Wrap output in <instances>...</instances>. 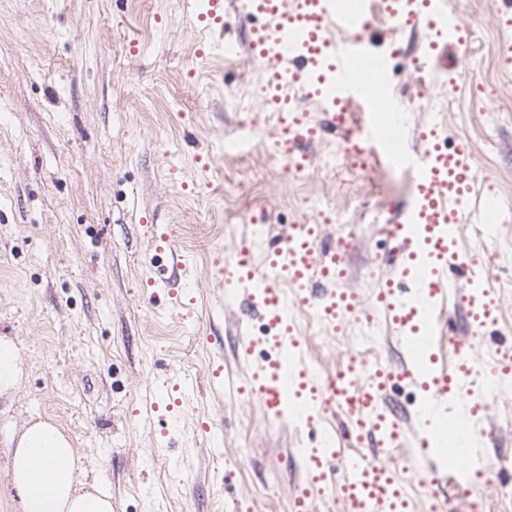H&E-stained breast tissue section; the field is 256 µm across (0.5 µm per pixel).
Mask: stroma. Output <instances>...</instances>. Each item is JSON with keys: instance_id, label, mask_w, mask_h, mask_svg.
Returning a JSON list of instances; mask_svg holds the SVG:
<instances>
[{"instance_id": "1", "label": "stroma", "mask_w": 512, "mask_h": 512, "mask_svg": "<svg viewBox=\"0 0 512 512\" xmlns=\"http://www.w3.org/2000/svg\"><path fill=\"white\" fill-rule=\"evenodd\" d=\"M474 31L465 59L434 69L423 85L412 65L391 86L407 105L403 143L421 150L419 134L440 125L466 139L476 156L479 194L496 193L499 232L464 229V251L493 269L508 287L502 315L477 343L475 364L493 365L512 342V0H452ZM207 0H0V336L21 349L25 379L0 397V512H21L11 482L8 441L28 421L54 422L85 461L86 487L112 495V512H293L298 462L281 450L292 431L253 412L256 453L234 454L240 425L229 400L211 384L213 364L236 368L234 338L244 329L220 316L210 292L216 260L228 259L255 221L270 235L330 218L327 235L349 238L344 288L370 303L388 270L383 224L365 213L410 202L380 165L327 169L340 144L329 134L309 147L308 169L284 173L281 159L251 152L224 154L238 115L224 96L263 81L248 53L224 60V44L189 9ZM237 212L224 221V206ZM171 231L193 258V275L173 280L191 300L194 321L182 324L150 300L144 269L155 235ZM297 321L313 363L337 370L351 352L359 322L320 342L324 324L311 312ZM185 369L199 387L194 411L167 416L168 442L139 425L134 409L145 386L173 391ZM215 420L207 441L193 438L194 416ZM512 399L491 404L485 450L492 484L460 486L455 473L434 489L439 512H469L472 500L497 499L512 472Z\"/></svg>"}]
</instances>
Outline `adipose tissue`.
<instances>
[{"label": "adipose tissue", "instance_id": "1", "mask_svg": "<svg viewBox=\"0 0 512 512\" xmlns=\"http://www.w3.org/2000/svg\"><path fill=\"white\" fill-rule=\"evenodd\" d=\"M81 463L69 437L48 420L28 423L10 459L22 512H112V498L84 488Z\"/></svg>", "mask_w": 512, "mask_h": 512}]
</instances>
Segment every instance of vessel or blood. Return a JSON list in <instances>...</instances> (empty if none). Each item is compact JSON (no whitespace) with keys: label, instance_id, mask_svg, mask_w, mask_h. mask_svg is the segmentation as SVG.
<instances>
[{"label":"vessel or blood","instance_id":"obj_1","mask_svg":"<svg viewBox=\"0 0 512 512\" xmlns=\"http://www.w3.org/2000/svg\"><path fill=\"white\" fill-rule=\"evenodd\" d=\"M248 23L251 58L266 76L263 105L284 115L278 137L291 171L304 170V146L329 131L339 133L349 153L368 159L390 153L401 141L397 126L386 139L372 126L353 128L347 110L378 83L389 57L363 59L340 51L333 32L356 26L366 34L371 21L355 24L351 15L337 12L336 0H248ZM292 88L328 98L326 126L289 111ZM421 139L423 152L408 158L417 174L415 201L386 228L391 273L373 300L405 353L400 366L366 371L351 359L327 385L313 371L293 307L313 310L332 333L365 313L342 286L350 246L326 237L321 225H289L267 244L271 274L265 280H258L243 249L230 264L214 268L211 290L225 312L259 316L266 327L265 335L237 337L239 372L214 370L225 398L256 397L268 418L300 425L308 434L297 450L302 474L292 492L294 512H308L312 501L329 492L337 493L344 512H419L406 484L440 482L447 458L430 430L439 419L458 427L457 463L481 464L491 404L471 383L474 351L478 338L498 321L500 298L492 277H476V258L458 246L479 178L477 161L466 147L440 143L434 131L422 132ZM152 258L163 270L147 279L152 297H164L176 318L193 320L194 309L170 286L171 279L188 275L189 256L164 233L152 242ZM452 291L460 297L469 331L448 338L457 358L451 369L435 352L433 338L446 330ZM173 379L181 394L176 404L188 409L196 378L178 370ZM405 389L420 399L403 413L391 398ZM164 411L158 392L141 393L138 421L143 427L158 425ZM331 414L341 419V430L326 425Z\"/></svg>","mask_w":512,"mask_h":512}]
</instances>
